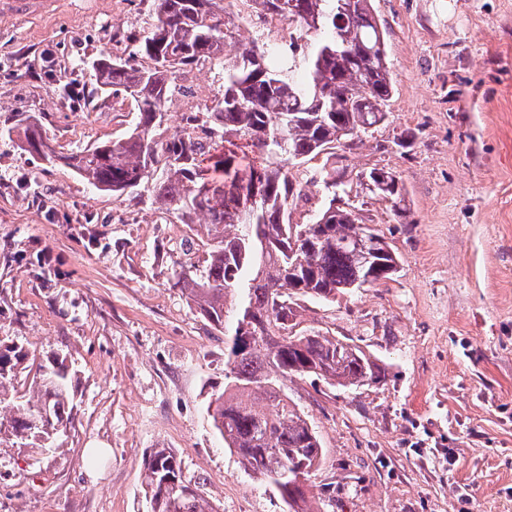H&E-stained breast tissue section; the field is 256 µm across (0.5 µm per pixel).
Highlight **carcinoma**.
Wrapping results in <instances>:
<instances>
[{"label": "carcinoma", "mask_w": 512, "mask_h": 512, "mask_svg": "<svg viewBox=\"0 0 512 512\" xmlns=\"http://www.w3.org/2000/svg\"><path fill=\"white\" fill-rule=\"evenodd\" d=\"M248 1L258 19L295 22L314 37H292L270 59L256 40L237 38L235 8ZM202 62L218 70L224 93L162 136L156 114L168 112L178 76ZM92 70L101 90L131 101L135 123L121 139L71 153L67 164L99 191L137 199L144 189L151 204L195 225L185 245L190 253L205 247L203 264L185 265L175 286L230 337L224 391L207 407L212 429L288 512H321L305 485L323 462L321 441L283 381L315 376L357 390L383 382L386 368L355 344L300 327L299 308L392 279L398 256L360 223L334 170L310 172L328 202L309 223H292V207L309 198L290 168L348 148L387 119L393 77L372 0H354L350 14L341 0H152L128 56H103ZM362 177L395 214H407L396 172L373 168ZM200 215L204 222L194 223ZM259 326L264 334L241 347ZM28 358L23 344L0 341V445L43 451L71 423L72 376L54 358L21 383ZM141 486L151 512H217L167 448L154 449Z\"/></svg>", "instance_id": "obj_1"}]
</instances>
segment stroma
<instances>
[{"label":"stroma","instance_id":"1","mask_svg":"<svg viewBox=\"0 0 512 512\" xmlns=\"http://www.w3.org/2000/svg\"><path fill=\"white\" fill-rule=\"evenodd\" d=\"M395 83L387 122L292 167L340 170L363 223L395 249L394 279L306 302L305 324L387 369L357 391L291 377L324 449L323 512H512V0H373ZM152 0H54L0 11V339L76 371L55 453L0 447V512H148L140 475L169 448L220 512H288L243 470L206 413L226 338L174 287L188 225L91 188L21 148L32 115L62 156L123 137L135 114L91 63L141 38ZM79 88L89 110L66 94ZM396 171L407 214L360 176Z\"/></svg>","mask_w":512,"mask_h":512}]
</instances>
